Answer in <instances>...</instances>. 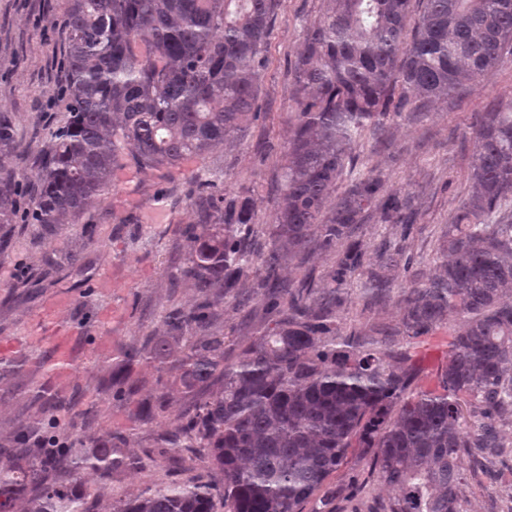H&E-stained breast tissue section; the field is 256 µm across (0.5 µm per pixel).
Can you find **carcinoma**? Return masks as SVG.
<instances>
[{"instance_id": "carcinoma-1", "label": "carcinoma", "mask_w": 512, "mask_h": 512, "mask_svg": "<svg viewBox=\"0 0 512 512\" xmlns=\"http://www.w3.org/2000/svg\"><path fill=\"white\" fill-rule=\"evenodd\" d=\"M326 0L306 30L293 65L297 108L284 147L275 223L265 248L252 199L204 180L190 198L196 222L186 231L179 279L199 302L163 317L166 335L149 336L112 368V388L130 398L147 385L132 365L152 359L186 392L217 384L158 433L144 456L129 436L104 432L91 448L77 437L51 448L0 452V497L20 512H100L102 498L78 489L88 471L103 486L158 456L178 465L189 448L206 450L213 474L193 475L135 497L112 491L109 512H302L323 492L348 449L369 448L393 492L388 512H465L468 457L480 466L502 453L512 425V103L479 112L480 150L472 191L441 245L437 272L420 278L407 246L376 250L365 264L355 239L368 211L401 229L413 222L409 198L387 190L372 170L345 176L372 127L402 117L475 82L512 56V0ZM278 0H70L61 27L67 46L63 89L67 120L49 133L30 224H76L109 193L126 155L147 173L242 141L256 106ZM11 117L0 113V228L16 223ZM343 191L330 201L341 181ZM344 246L340 253L338 246ZM311 251L338 253L321 287L312 276L283 279L280 269ZM274 327L224 358L212 330L215 309L239 296L253 268ZM365 271L358 299L389 297L390 281H410L398 326L344 334L347 285ZM448 327V363L435 388L415 385L419 339ZM139 401L143 424L158 422L170 388L157 377Z\"/></svg>"}]
</instances>
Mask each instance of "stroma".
Listing matches in <instances>:
<instances>
[{
    "label": "stroma",
    "instance_id": "1",
    "mask_svg": "<svg viewBox=\"0 0 512 512\" xmlns=\"http://www.w3.org/2000/svg\"><path fill=\"white\" fill-rule=\"evenodd\" d=\"M68 8L69 0H0V112L11 116L15 137L28 154L14 170L17 208L22 212L31 205L48 134L66 117L60 28ZM324 9L325 0H279L258 99L260 118L243 142L145 175L127 163L117 166L110 192L90 204L79 223L49 229L20 220L9 226V245L0 252V448L20 431L39 437L49 429L63 439L78 431L89 441L105 431L127 433L128 451L137 456L150 447L152 433L140 422L137 399L119 401L112 396V366L129 346L165 335V309L196 300L194 288L177 276L185 256L184 229L195 221L189 198L199 179L252 196L255 223H273L279 161L296 124L295 49ZM509 102L512 60L430 112H403L387 124L382 136L366 135L355 148L358 169L380 170L388 189L408 193L413 211L409 246L421 274L433 273L442 231L471 191L475 113ZM67 253L77 255V262H62ZM52 297L65 301L58 318L78 328L72 342L79 366L63 386L37 367L53 353L36 319ZM399 318L395 299L369 309L355 300L344 312L343 323L350 334L368 323L392 325ZM270 323L260 294H252L244 304L225 299L219 328L226 359L234 360L246 340ZM447 360L448 332L441 329L418 350L422 386L434 387ZM43 383L69 405V412L43 414L31 397L33 388ZM204 466L202 454H189L183 468L160 461L145 472L119 475L116 484L135 495L146 486L202 472ZM467 478V512H512V452L497 473L471 466ZM328 484L336 490L332 512H384L390 496L378 467L362 448L349 449Z\"/></svg>",
    "mask_w": 512,
    "mask_h": 512
}]
</instances>
